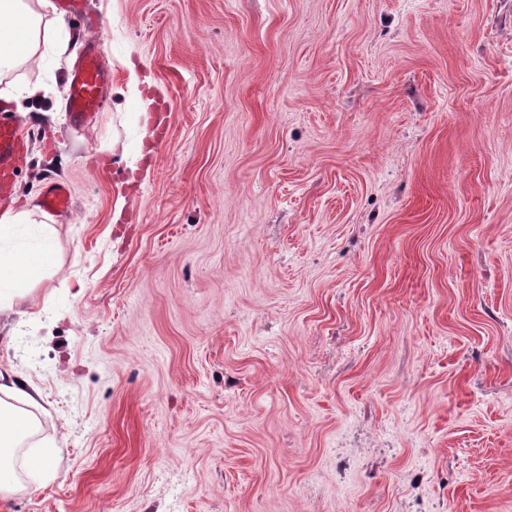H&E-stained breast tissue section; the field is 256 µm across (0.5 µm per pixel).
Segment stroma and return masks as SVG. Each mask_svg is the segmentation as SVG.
<instances>
[{"label":"stroma","mask_w":512,"mask_h":512,"mask_svg":"<svg viewBox=\"0 0 512 512\" xmlns=\"http://www.w3.org/2000/svg\"><path fill=\"white\" fill-rule=\"evenodd\" d=\"M1 77L66 180L0 322L63 444L0 512H512V0H89ZM111 83L112 71L105 66L102 45L94 39L76 59L69 75L65 110L74 130L85 131L97 121L106 109Z\"/></svg>","instance_id":"1"}]
</instances>
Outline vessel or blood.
I'll return each instance as SVG.
<instances>
[{"mask_svg":"<svg viewBox=\"0 0 512 512\" xmlns=\"http://www.w3.org/2000/svg\"><path fill=\"white\" fill-rule=\"evenodd\" d=\"M112 72L104 63L99 40L90 41L74 62L69 75L65 110L74 130L93 125L107 104ZM26 158V142L20 121L12 112L0 109V208L14 204L12 185L17 168ZM42 206L50 213L64 212L72 206L68 183L48 182L42 194Z\"/></svg>","mask_w":512,"mask_h":512,"instance_id":"b4317fda","label":"vessel or blood"}]
</instances>
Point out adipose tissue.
Instances as JSON below:
<instances>
[{"label":"adipose tissue","instance_id":"obj_1","mask_svg":"<svg viewBox=\"0 0 512 512\" xmlns=\"http://www.w3.org/2000/svg\"><path fill=\"white\" fill-rule=\"evenodd\" d=\"M51 0H0V76L39 50L66 49ZM37 207L0 216V313L41 281L53 265V228ZM42 409L38 391L14 371L0 368V494L31 492L51 475L61 453L54 440H37Z\"/></svg>","mask_w":512,"mask_h":512}]
</instances>
